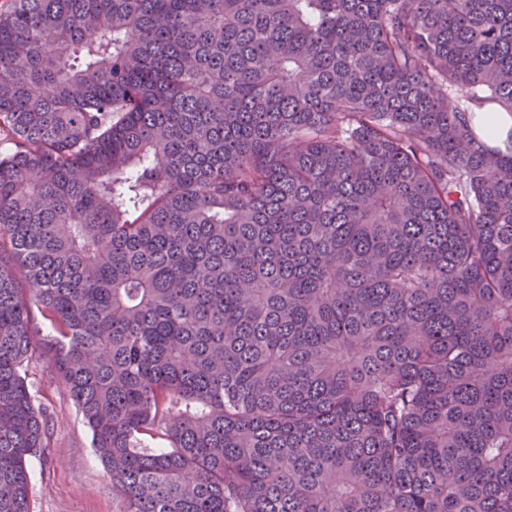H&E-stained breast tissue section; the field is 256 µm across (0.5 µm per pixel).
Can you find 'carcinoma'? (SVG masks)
Wrapping results in <instances>:
<instances>
[{
  "mask_svg": "<svg viewBox=\"0 0 512 512\" xmlns=\"http://www.w3.org/2000/svg\"><path fill=\"white\" fill-rule=\"evenodd\" d=\"M489 110L512 0H12L0 512H30L37 349L123 512H512Z\"/></svg>",
  "mask_w": 512,
  "mask_h": 512,
  "instance_id": "1",
  "label": "carcinoma"
}]
</instances>
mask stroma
I'll list each match as a JSON object with an SVG mask.
<instances>
[{
  "label": "stroma",
  "instance_id": "35a3bbf8",
  "mask_svg": "<svg viewBox=\"0 0 512 512\" xmlns=\"http://www.w3.org/2000/svg\"><path fill=\"white\" fill-rule=\"evenodd\" d=\"M26 383L46 423L43 444L27 461L30 512H123L124 500L96 457L91 432L62 378L36 355Z\"/></svg>",
  "mask_w": 512,
  "mask_h": 512
}]
</instances>
